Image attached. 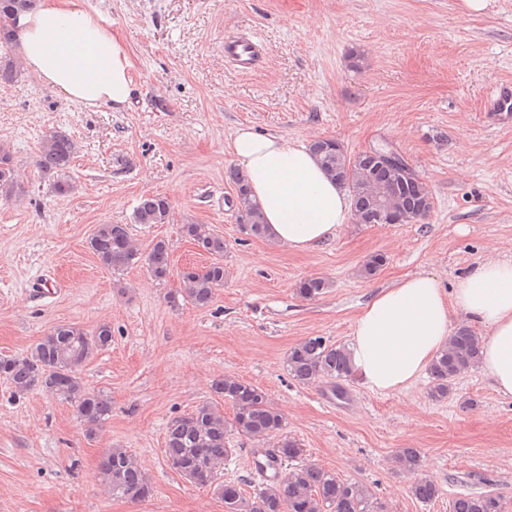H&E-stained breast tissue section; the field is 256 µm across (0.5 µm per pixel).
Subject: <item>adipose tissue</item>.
<instances>
[{"instance_id": "obj_1", "label": "adipose tissue", "mask_w": 512, "mask_h": 512, "mask_svg": "<svg viewBox=\"0 0 512 512\" xmlns=\"http://www.w3.org/2000/svg\"><path fill=\"white\" fill-rule=\"evenodd\" d=\"M26 68L72 102L114 110L128 106L133 63L122 38L83 0H43L20 20ZM227 149L259 203L271 241L310 252L335 237L351 206L345 190L302 144L238 126ZM486 328L479 366L498 394L512 397V261H489L458 279L452 293L427 273L381 290L358 314L352 362L366 386H410L446 345L453 314Z\"/></svg>"}]
</instances>
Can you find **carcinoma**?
<instances>
[{"mask_svg":"<svg viewBox=\"0 0 512 512\" xmlns=\"http://www.w3.org/2000/svg\"><path fill=\"white\" fill-rule=\"evenodd\" d=\"M35 2L0 0V86L14 83L21 75L20 57L13 52L15 34L4 18L30 12ZM310 148L327 175L348 191L354 210L360 215L372 218L382 206L385 215L393 217L391 223L412 224L429 213L431 199L423 182L404 179L395 169L368 160L362 152L351 157L344 150L330 146L324 138L312 141ZM75 152L74 140L61 132H50L41 141L38 166L56 176L52 188L57 194H67L72 189L69 169ZM229 179L235 186L238 220L251 235L266 236L262 212L252 200L244 177L232 171ZM19 192L13 155L0 144V196L10 198ZM171 211L167 197L143 196L134 211L133 222L144 227L168 224ZM182 233L213 257L201 269L192 266L180 272L183 299L197 308H206L212 303L216 288L224 284L221 262L224 238L207 224H185ZM89 249L101 265L115 272L143 264L159 281L166 280L170 273L168 243L159 239L144 253L134 242L127 224L97 225ZM384 264L383 254H372L363 261L360 276L372 278ZM327 287L324 278L311 277L301 281L297 291L302 297L313 299ZM111 344L112 326L107 322L91 332L74 325H61L26 355L0 357V376L12 385L17 395L39 390L69 402L80 421L92 428L112 416V399L100 390L87 389L80 368ZM480 348V337L466 327L450 336L429 367L432 399L448 398L455 381L479 363ZM287 367L292 377L303 385L325 379L337 382L353 374L349 348L322 336L309 337L291 348ZM213 391L231 404L233 419L226 421L224 412L211 402L175 416L167 425L165 452L171 467L186 480L214 487L224 500L226 512H382L366 486L342 481L335 473L313 464L295 463L303 455V449L297 440L285 435V417L270 405L262 389L224 376L214 380ZM234 434L258 444L273 442L272 456L282 464H289L288 474L277 482L258 487L250 498L243 495L239 483L217 481L224 460L232 455L230 436ZM393 463L398 470L413 473L418 465V452L414 448H401L394 454ZM99 477L108 492L117 498L139 501L152 492L138 460L123 448H114L102 457ZM412 493L427 503L440 495V488L434 480L421 477L413 484ZM450 512H504V509L500 495L485 493L454 498Z\"/></svg>","mask_w":512,"mask_h":512,"instance_id":"carcinoma-1","label":"carcinoma"}]
</instances>
